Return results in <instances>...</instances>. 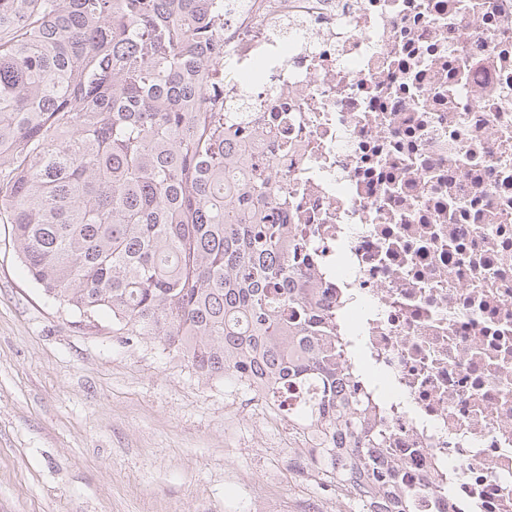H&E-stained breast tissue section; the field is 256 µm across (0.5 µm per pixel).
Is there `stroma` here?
I'll list each match as a JSON object with an SVG mask.
<instances>
[{
  "mask_svg": "<svg viewBox=\"0 0 512 512\" xmlns=\"http://www.w3.org/2000/svg\"><path fill=\"white\" fill-rule=\"evenodd\" d=\"M0 223V512H327L288 428L161 345L79 329Z\"/></svg>",
  "mask_w": 512,
  "mask_h": 512,
  "instance_id": "35a3bbf8",
  "label": "stroma"
}]
</instances>
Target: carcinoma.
<instances>
[{
    "instance_id": "carcinoma-1",
    "label": "carcinoma",
    "mask_w": 512,
    "mask_h": 512,
    "mask_svg": "<svg viewBox=\"0 0 512 512\" xmlns=\"http://www.w3.org/2000/svg\"><path fill=\"white\" fill-rule=\"evenodd\" d=\"M243 0H0V221L47 299L263 398L296 472L349 512H415L321 307L270 164H242L224 88ZM216 78L211 89L200 70Z\"/></svg>"
}]
</instances>
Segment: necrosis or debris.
I'll use <instances>...</instances> for the list:
<instances>
[{
	"mask_svg": "<svg viewBox=\"0 0 512 512\" xmlns=\"http://www.w3.org/2000/svg\"><path fill=\"white\" fill-rule=\"evenodd\" d=\"M223 38L417 512H512V0H246Z\"/></svg>",
	"mask_w": 512,
	"mask_h": 512,
	"instance_id": "obj_1",
	"label": "necrosis or debris"
}]
</instances>
